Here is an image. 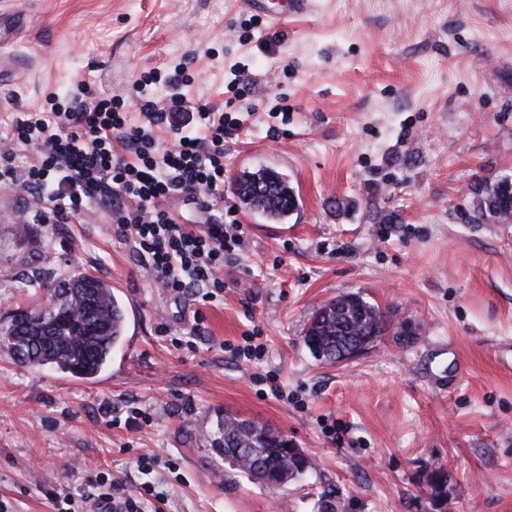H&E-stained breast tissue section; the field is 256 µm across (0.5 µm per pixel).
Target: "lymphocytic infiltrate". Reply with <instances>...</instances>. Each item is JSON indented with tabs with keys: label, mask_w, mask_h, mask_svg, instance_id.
I'll list each match as a JSON object with an SVG mask.
<instances>
[{
	"label": "lymphocytic infiltrate",
	"mask_w": 512,
	"mask_h": 512,
	"mask_svg": "<svg viewBox=\"0 0 512 512\" xmlns=\"http://www.w3.org/2000/svg\"><path fill=\"white\" fill-rule=\"evenodd\" d=\"M158 80L150 72L132 89L89 105V88L78 82L67 103L23 112L0 137V185L36 199H48L58 223L80 216L95 199L108 201L117 232L132 241L148 265L155 283L174 295L199 293L203 302L215 300L225 288L224 255L240 247L242 226L234 208L224 205V132L244 124L237 101L250 91L246 71L235 74L227 89L223 111L197 106L193 128L172 121L186 110L184 98L168 102L147 97ZM139 104L142 122H129V108ZM168 123L171 147H160L152 128ZM127 144L126 153L112 147L113 136ZM37 154L35 163L21 168L15 150ZM184 195L204 214L203 224H184L169 206ZM153 484L135 493L106 485L102 474L87 475L80 495L87 512H141L143 501L156 497Z\"/></svg>",
	"instance_id": "lymphocytic-infiltrate-1"
}]
</instances>
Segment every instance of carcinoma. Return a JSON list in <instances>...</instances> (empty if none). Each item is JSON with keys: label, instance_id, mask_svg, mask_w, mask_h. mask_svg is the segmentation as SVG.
<instances>
[{"label": "carcinoma", "instance_id": "obj_1", "mask_svg": "<svg viewBox=\"0 0 512 512\" xmlns=\"http://www.w3.org/2000/svg\"><path fill=\"white\" fill-rule=\"evenodd\" d=\"M241 205L271 221L298 209L287 178L269 168L246 170L236 179ZM477 213L503 223L512 221V187L498 180L487 186ZM26 287L48 296L45 306L20 310L0 330V344L11 358L30 367H48L74 378H90L109 363L123 338L124 312L110 286L76 269L61 280L36 277ZM390 329L386 315L362 297L341 295L311 318L303 341L319 358L341 361V352L369 346ZM212 447L241 474L277 488L313 467L312 461L280 432L263 424L226 417L211 437Z\"/></svg>", "mask_w": 512, "mask_h": 512}]
</instances>
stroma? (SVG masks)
Returning <instances> with one entry per match:
<instances>
[{
	"instance_id": "stroma-1",
	"label": "stroma",
	"mask_w": 512,
	"mask_h": 512,
	"mask_svg": "<svg viewBox=\"0 0 512 512\" xmlns=\"http://www.w3.org/2000/svg\"><path fill=\"white\" fill-rule=\"evenodd\" d=\"M0 11L20 21L0 134L77 81L109 95L182 61L191 107L223 109L243 65L254 108L224 138V203L244 243L206 305L157 288L100 205L68 224L21 222L16 211L49 202L0 187V324L45 304L28 278L78 267L127 312L125 345L91 379L0 351L11 512H55L49 491L80 490L90 470L128 492L153 483L162 512H512V223L473 216L480 183L512 178V0H318L247 44L234 31L252 16L245 0H0ZM259 167L299 198L285 225L238 207L236 176ZM346 293L411 335L319 360L306 325ZM252 331L262 355L237 356ZM129 407L151 423L114 424ZM227 415L278 430L313 469L276 490L248 480L211 446ZM439 468L443 500L429 483Z\"/></svg>"
}]
</instances>
